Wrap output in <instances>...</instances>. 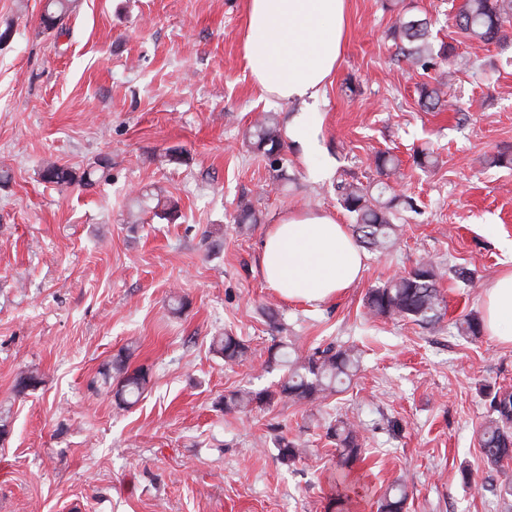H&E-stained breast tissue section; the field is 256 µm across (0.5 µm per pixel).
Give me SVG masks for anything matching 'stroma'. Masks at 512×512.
<instances>
[{"mask_svg": "<svg viewBox=\"0 0 512 512\" xmlns=\"http://www.w3.org/2000/svg\"><path fill=\"white\" fill-rule=\"evenodd\" d=\"M463 0H405L430 18L446 64L422 71L398 55L390 0H349L343 54L308 104L260 92L242 58L246 0H75L62 29L43 31L44 0H0V512H328L336 446L326 416L357 421L363 459L357 512L388 485L409 487L408 512H512L485 477L477 430L484 385L512 387V346L458 336L482 316L483 291L512 270V27L504 44L461 37ZM450 108L423 111L417 88ZM282 126L306 113L311 139H287L282 173L243 141L259 113ZM417 150L433 165L412 164ZM402 162L414 209L386 253L366 252L361 279L321 304L290 302L263 281L259 254L291 210H326L352 224L336 187L369 185L376 153ZM112 161L90 187L44 182L45 162L83 171ZM177 201L167 222L132 215V190ZM251 206L258 221L233 217ZM432 258L447 300L432 330L372 318L368 288ZM472 278H456V268ZM184 298L172 312V297ZM231 333L248 361L212 350ZM356 346L357 375L321 411L283 402L227 413L224 394L277 385L272 345ZM151 373L122 408L93 380L118 353ZM40 384L17 393V378ZM306 443L293 466L280 438Z\"/></svg>", "mask_w": 512, "mask_h": 512, "instance_id": "35a3bbf8", "label": "stroma"}]
</instances>
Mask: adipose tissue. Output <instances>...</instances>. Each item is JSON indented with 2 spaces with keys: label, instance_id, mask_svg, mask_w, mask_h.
Here are the masks:
<instances>
[{
  "label": "adipose tissue",
  "instance_id": "obj_1",
  "mask_svg": "<svg viewBox=\"0 0 512 512\" xmlns=\"http://www.w3.org/2000/svg\"><path fill=\"white\" fill-rule=\"evenodd\" d=\"M348 24V0H247L242 57L254 83L291 103L317 98L335 73ZM265 283L291 301L326 302L358 281L361 248L325 211L284 214L271 225L260 256ZM483 324L512 345V271L484 291Z\"/></svg>",
  "mask_w": 512,
  "mask_h": 512
}]
</instances>
